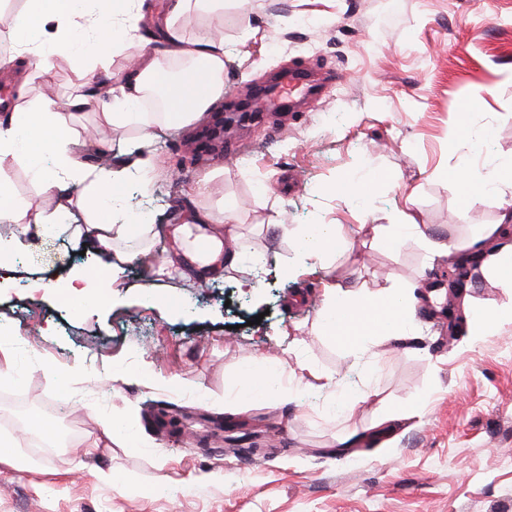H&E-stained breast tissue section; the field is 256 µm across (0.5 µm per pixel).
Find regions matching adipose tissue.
<instances>
[{"label":"adipose tissue","mask_w":512,"mask_h":512,"mask_svg":"<svg viewBox=\"0 0 512 512\" xmlns=\"http://www.w3.org/2000/svg\"><path fill=\"white\" fill-rule=\"evenodd\" d=\"M30 15L39 20L35 32L21 33L16 53L0 55V76L28 81L31 73L48 74L55 57L66 58L74 67H82L84 58L74 50L73 31L84 27L90 34L93 48L99 54L110 49L136 48L138 60L134 67L115 76L113 83L99 86L95 95L76 92L66 98L38 102V120L28 112L15 110L7 122H0V162L32 170L41 180L42 190L57 195L54 209L19 203L6 186H0V263L12 253L28 245L31 236L40 235L54 224L59 215L70 210V197L61 193L60 185L70 181L88 183L90 192L82 206L91 217L82 224L67 225L74 241L88 240L100 249L111 252L116 265L144 259L152 252L153 227L149 224H116L110 213L113 202L122 198L120 179H110L80 160V135L74 127L79 111L97 98L96 127L105 131L117 127H135L141 140L152 137L157 126H187L196 122L213 101L224 93V40L185 39L182 22L192 14H218L224 0H169L166 18L158 24L152 40L139 36L142 20L141 0H27ZM174 51L190 62L191 67L178 80L182 100L172 102L167 111L143 112L139 106L147 91L168 77L160 67L166 51ZM204 69V83H193V65ZM52 131L49 167L37 165L30 145L43 131ZM451 178L469 201L480 199L495 184L512 182V164L492 174H482L462 166ZM239 205L225 199L215 209L194 210L188 222L171 228V252L153 269L155 279L174 277L200 281L224 277L240 263L243 226L238 221ZM299 265L323 262L336 246V227L316 224L298 238ZM468 251L486 254L485 266L493 269L501 287L512 288V214L503 213L499 223L483 225L478 236L471 238ZM325 304L320 320L321 333L340 343L349 355L365 352L372 337L404 339L409 319L415 312L416 296L412 290L387 288L336 289L327 285Z\"/></svg>","instance_id":"ef3b65f1"}]
</instances>
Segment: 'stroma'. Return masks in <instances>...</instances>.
Instances as JSON below:
<instances>
[{"mask_svg":"<svg viewBox=\"0 0 512 512\" xmlns=\"http://www.w3.org/2000/svg\"><path fill=\"white\" fill-rule=\"evenodd\" d=\"M224 35V98L245 97L272 72L300 68L329 80L306 111L265 119L224 137V154L181 166L192 126L142 142L112 130L82 150L96 166L111 154L125 190L158 243L189 205L243 202V250L268 264L243 266L215 287L153 282L149 266L124 265L117 292L74 310L64 285L75 274H110L111 257L45 234L0 269V409L20 398L28 416L75 437L44 454L29 424L0 423V512H512V322L483 336H448L430 292L448 291V262L424 241L467 240L512 211V186L463 200L445 178L458 166L489 173L512 163V0H224L222 22L195 15L187 39ZM58 59L26 92L0 78V119L29 106L44 86L64 98L93 93L106 73L135 62L114 52L108 69ZM481 97L463 111L461 84ZM152 156L148 187L132 178ZM378 181L367 200L335 191L337 178ZM418 229L393 248L379 225ZM332 224L348 246L324 265L299 266L280 225ZM289 268L281 276V268ZM46 291L29 294V279ZM254 282L245 291L238 279ZM420 282L412 343L375 342L347 356L315 324L326 285L380 288ZM512 310V288L483 276L463 300ZM288 365L292 397L239 394L240 364ZM309 364L322 381L300 382ZM179 376L192 390L166 386ZM354 400L351 413L336 406ZM188 415L176 434L161 411ZM119 431L93 455L84 441ZM251 452L234 456L232 428ZM111 480H104V473Z\"/></svg>","mask_w":512,"mask_h":512,"instance_id":"35a3bbf8","label":"stroma"}]
</instances>
